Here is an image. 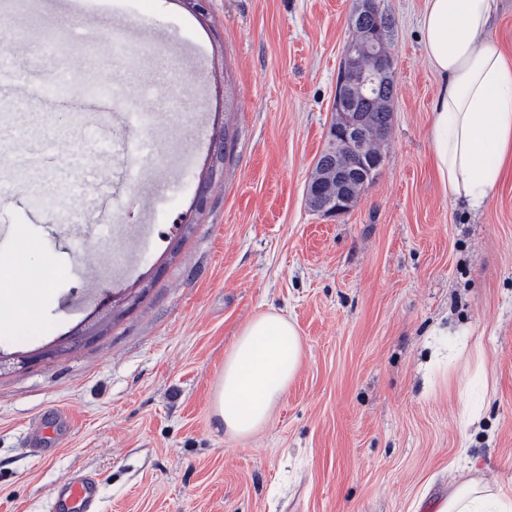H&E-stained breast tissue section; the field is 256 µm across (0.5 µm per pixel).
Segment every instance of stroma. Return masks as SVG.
Wrapping results in <instances>:
<instances>
[{
	"label": "stroma",
	"mask_w": 512,
	"mask_h": 512,
	"mask_svg": "<svg viewBox=\"0 0 512 512\" xmlns=\"http://www.w3.org/2000/svg\"><path fill=\"white\" fill-rule=\"evenodd\" d=\"M355 4L67 0L63 27L48 0H0V257L28 248L60 269L41 318L0 331V353L38 352L113 292L148 289L102 316L101 336L0 374V512H48L75 471L100 475L99 512H437L467 477L512 490V177L478 213L437 180L424 0H377L395 21V94L376 177L344 213L305 203ZM88 20L99 48L80 36ZM130 26L164 39L111 54ZM43 35L71 52L42 54ZM62 61L120 112L147 107L148 87L182 108L137 138L91 108L16 110L17 77ZM99 165L130 172L127 192L102 223H66L93 208ZM91 275L104 291L71 307ZM269 309L296 325L302 362L268 426L233 439L212 393L239 330ZM48 410L68 429L39 458L24 435Z\"/></svg>",
	"instance_id": "1"
}]
</instances>
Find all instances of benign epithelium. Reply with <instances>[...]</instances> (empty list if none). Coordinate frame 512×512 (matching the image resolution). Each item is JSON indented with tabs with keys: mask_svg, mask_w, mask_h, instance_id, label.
Listing matches in <instances>:
<instances>
[{
	"mask_svg": "<svg viewBox=\"0 0 512 512\" xmlns=\"http://www.w3.org/2000/svg\"><path fill=\"white\" fill-rule=\"evenodd\" d=\"M349 67L346 91L359 96L366 91L368 80L376 75L387 79L393 77V57L385 40L375 35L367 36L359 43L348 44L342 53ZM331 129L336 131L337 150L329 165L314 166L306 189V203L320 212L326 199L336 204V210L349 208L359 197L362 187L358 182L346 179L347 172L365 156L383 158L382 146L387 130L377 126L367 112H335ZM46 359V356L15 354L0 356V372L20 369Z\"/></svg>",
	"mask_w": 512,
	"mask_h": 512,
	"instance_id": "obj_1",
	"label": "benign epithelium"
}]
</instances>
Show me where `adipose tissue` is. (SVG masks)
Returning <instances> with one entry per match:
<instances>
[{
	"label": "adipose tissue",
	"instance_id": "1",
	"mask_svg": "<svg viewBox=\"0 0 512 512\" xmlns=\"http://www.w3.org/2000/svg\"><path fill=\"white\" fill-rule=\"evenodd\" d=\"M495 0H425V56L442 85L432 106L429 141L437 176L449 196L484 207L505 164L512 162V63L492 35ZM58 274L43 264L40 285L15 283L13 317L38 318ZM303 342L295 324L274 310L253 317L224 357L212 414L225 435L246 439L263 429L295 377ZM512 512V496L472 478L456 486L438 512H480L485 500Z\"/></svg>",
	"mask_w": 512,
	"mask_h": 512
}]
</instances>
